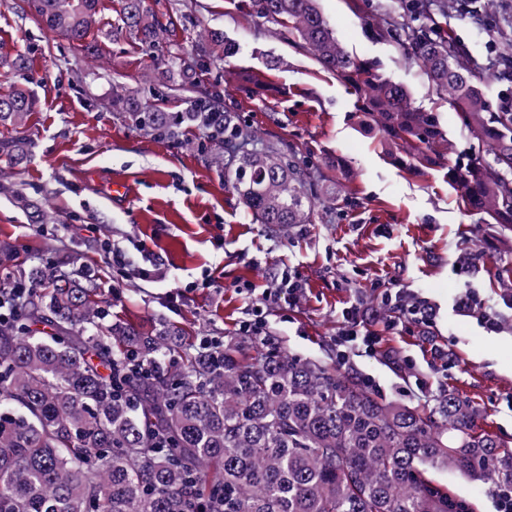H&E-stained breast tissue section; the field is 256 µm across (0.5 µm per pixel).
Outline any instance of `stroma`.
I'll list each match as a JSON object with an SVG mask.
<instances>
[{"label": "stroma", "instance_id": "stroma-1", "mask_svg": "<svg viewBox=\"0 0 512 512\" xmlns=\"http://www.w3.org/2000/svg\"><path fill=\"white\" fill-rule=\"evenodd\" d=\"M19 0H0V49L25 61L23 72L0 65V94L25 85L38 99L22 129L23 162L0 153L9 191L0 193V243L28 265L50 246L77 252L96 275L99 305L114 318L143 327H182L192 341L236 335L251 309L267 313L274 346L307 360L336 359V313L360 297L374 309L382 341L376 354L351 367L381 398L422 403L408 381L422 373L433 392L451 390L481 412L479 431L512 442V331L492 335L476 315L458 311L455 296L477 289L512 318V300L492 287L512 277V236L466 212L448 171L469 163L473 142L456 109L431 90L418 65L393 41L376 36L381 6L392 0H321L319 7L342 46L374 62L383 77L403 84L415 106L432 112L444 137L409 171L398 163L378 125L361 110L356 91L324 71L302 47L268 36L243 0H148L167 28L149 47L111 24L122 0H99L104 26L91 32L96 56L23 13ZM494 0L483 28L463 16L450 20L454 40L481 58L478 86L496 100L498 47L493 39L503 8ZM218 30L235 43L224 62L195 67L194 84L220 93L265 141H286L306 152L329 190L343 188L349 204L294 229L253 223L222 168L195 145L203 129L181 140L158 141L122 118L114 99L152 103L159 56L191 52L197 33ZM121 175L134 188L130 203L107 200L105 183ZM29 209L17 207L15 194ZM53 211L66 233L37 230ZM129 257L113 267L110 247ZM306 286L295 306L267 298L282 273ZM427 297L436 309L427 335L391 332L380 303L383 288ZM465 499L473 512H495L486 486L445 469L428 473Z\"/></svg>", "mask_w": 512, "mask_h": 512}]
</instances>
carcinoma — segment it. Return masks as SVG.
Wrapping results in <instances>:
<instances>
[{"label":"carcinoma","instance_id":"cac0c4a2","mask_svg":"<svg viewBox=\"0 0 512 512\" xmlns=\"http://www.w3.org/2000/svg\"><path fill=\"white\" fill-rule=\"evenodd\" d=\"M98 0H22L49 30L82 43ZM264 30L306 48L356 90L361 111L398 147L442 139L435 117L407 89L338 41L318 0H247ZM453 0H396L375 33L394 40L460 114L475 158L448 172L466 208L512 231V86L493 105L476 85L483 63L444 35ZM142 43L164 27L147 0H124L117 18ZM215 32L197 36L203 65L220 58ZM191 64L171 53L161 82ZM218 93L196 89L190 108L137 106L124 118L157 140L197 126L222 149L252 220L310 224L320 175L281 141L260 142L232 105L207 115ZM37 105L19 86L0 95V124L15 128ZM25 138L0 141L22 159ZM27 289L0 320V512H471L446 485L448 468L512 495V446L476 432L480 411L453 391L433 405L386 402L339 362L264 349L226 336L206 349L162 323L150 332L107 320L96 283L77 257L9 269Z\"/></svg>","mask_w":512,"mask_h":512}]
</instances>
